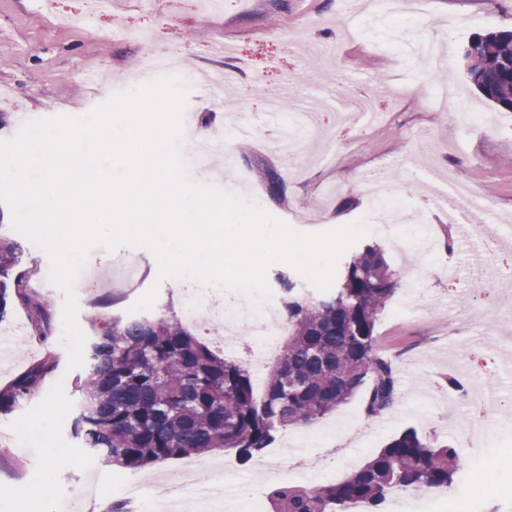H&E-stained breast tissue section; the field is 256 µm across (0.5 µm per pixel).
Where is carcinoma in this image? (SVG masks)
Listing matches in <instances>:
<instances>
[{"label":"carcinoma","instance_id":"1","mask_svg":"<svg viewBox=\"0 0 512 512\" xmlns=\"http://www.w3.org/2000/svg\"><path fill=\"white\" fill-rule=\"evenodd\" d=\"M476 55L467 76L491 103L512 111V29L471 38ZM25 249L0 236V321L32 309V330L51 332V304L33 295ZM288 342L256 398L253 375L218 356L182 320L166 313L114 318L89 349L79 382L72 434L115 466L140 469L216 449L247 463L285 427L310 425L359 393L377 417L394 409L400 392L392 362L377 349L376 323L395 294V271L380 249L367 246L345 263L336 288L305 296L280 280ZM54 369L45 363L0 390V414L33 397ZM460 469L453 446L410 428L390 439L341 481L315 488L281 484L269 493L271 512H382L397 494L445 491Z\"/></svg>","mask_w":512,"mask_h":512}]
</instances>
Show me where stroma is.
Wrapping results in <instances>:
<instances>
[{
  "instance_id": "1",
  "label": "stroma",
  "mask_w": 512,
  "mask_h": 512,
  "mask_svg": "<svg viewBox=\"0 0 512 512\" xmlns=\"http://www.w3.org/2000/svg\"><path fill=\"white\" fill-rule=\"evenodd\" d=\"M218 13L204 15L191 0H114L110 13L87 21V0H0V140L13 138L16 122L28 116L57 113L81 116L104 102L106 95L129 89L146 53H181L197 73L231 75L223 102L214 101L207 87L192 84L187 110L195 125L221 127L223 108L244 106L262 113L267 101L286 94L313 95L328 83L355 95L372 87L384 92L389 82L400 83L403 95L384 97L383 124L363 133L337 128L332 116L321 113L320 136L302 139V151L312 152L318 137L334 151L325 165L292 171L289 146L278 130L262 126L258 134L233 142L231 165H223V151L209 164L199 160V145L186 136L184 156L190 175L210 181L208 165L222 167L223 190L257 202L275 218L301 231L318 233L334 228L335 218L351 222L370 215L373 190L360 175L382 169L407 174L417 137L433 141L435 166L452 170L490 197L498 212L512 217V133L474 130L453 137L454 112L438 100L451 85L479 111L495 112L467 80L463 49L478 33L512 29V0H424L422 9L447 44V68L420 77L394 52L374 46L369 36L345 31L334 0H223ZM126 26L146 27L154 39L128 45L118 36ZM341 46L338 62L323 63L319 47ZM282 184L279 195L266 189L268 177ZM344 190L329 196L331 186ZM434 250L429 256L397 245L393 225H372L356 249L379 247L400 283L376 324L382 349L394 362L401 402L378 417L366 416L363 396H355L336 412L303 428H288L277 436L285 450L287 469L277 481H261L262 493L274 483L314 487L341 480L362 466L399 432L413 428L448 442L461 459L450 488L452 498L468 501L471 512H512V243L480 247L459 237L441 218L431 221ZM136 256L138 278L123 287L90 282L76 291L78 323L87 340H94L106 324L128 317L130 307L150 288L158 293L153 311L182 315L179 288L173 280H158V263L147 250L121 249L110 253L97 247L89 257L96 267L116 268L122 258ZM31 284L50 295L58 308L52 332L40 338L32 332L15 334L29 323L28 312L15 308L0 322V339L13 347L11 358L0 356V389L33 368L53 361L55 369L41 382L39 394L21 401L0 416V512H30L21 489L35 487L54 449H63L51 476L52 488L40 500V512H58L60 501L80 500L82 512H110L122 502L124 481L146 479L154 492L168 499L164 477L177 467L169 460L129 470L104 462L73 437L71 421L80 394L83 369L68 370L62 341V292L47 277L50 260L36 246H28L23 262ZM462 374L480 380L498 395L495 405L478 398L448 406L443 380ZM62 413L50 429L36 424L51 404ZM488 432L478 450H471L466 432L476 424ZM337 449L333 463L322 451ZM96 485L95 499H83L87 485Z\"/></svg>"
}]
</instances>
